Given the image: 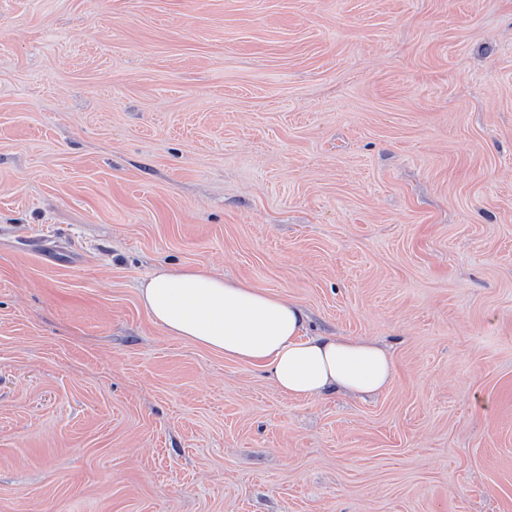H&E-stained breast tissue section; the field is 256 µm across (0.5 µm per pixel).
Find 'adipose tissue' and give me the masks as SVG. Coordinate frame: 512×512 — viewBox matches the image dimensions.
<instances>
[{
	"instance_id": "ef3b65f1",
	"label": "adipose tissue",
	"mask_w": 512,
	"mask_h": 512,
	"mask_svg": "<svg viewBox=\"0 0 512 512\" xmlns=\"http://www.w3.org/2000/svg\"><path fill=\"white\" fill-rule=\"evenodd\" d=\"M144 307L170 335L261 368L286 395H370L394 377L391 356L348 336L306 335L297 303L188 266H157L139 286Z\"/></svg>"
}]
</instances>
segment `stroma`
<instances>
[{"instance_id": "1", "label": "stroma", "mask_w": 512, "mask_h": 512, "mask_svg": "<svg viewBox=\"0 0 512 512\" xmlns=\"http://www.w3.org/2000/svg\"><path fill=\"white\" fill-rule=\"evenodd\" d=\"M161 264L392 383L285 395ZM0 512H512V0H0ZM144 307L170 335L261 368L298 399L339 391L370 395L393 380L391 356L348 336H306L300 305L200 268L159 265L139 286Z\"/></svg>"}]
</instances>
